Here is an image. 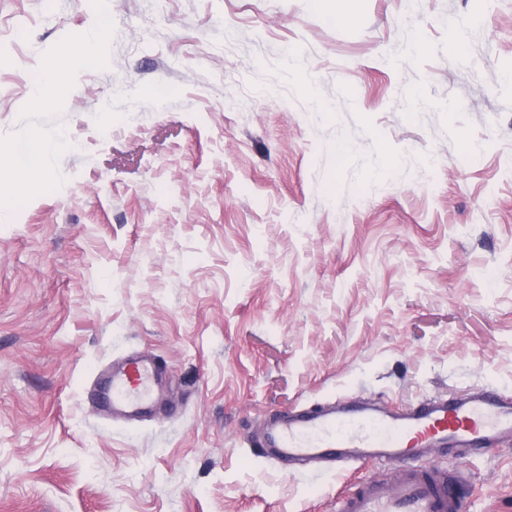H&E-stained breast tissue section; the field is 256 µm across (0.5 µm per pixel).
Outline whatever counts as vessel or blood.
<instances>
[{
  "label": "vessel or blood",
  "instance_id": "b4317fda",
  "mask_svg": "<svg viewBox=\"0 0 512 512\" xmlns=\"http://www.w3.org/2000/svg\"><path fill=\"white\" fill-rule=\"evenodd\" d=\"M157 380L155 366L129 359L106 378L97 396L113 412L149 410ZM512 441V399L485 389L455 398H436L403 409L349 406L339 411H307L277 418L255 441L278 459L329 458L337 464L392 461L403 471L391 487L368 478L343 496L338 512H462L461 477L419 460L430 448L489 450Z\"/></svg>",
  "mask_w": 512,
  "mask_h": 512
}]
</instances>
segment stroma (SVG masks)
Returning a JSON list of instances; mask_svg holds the SVG:
<instances>
[{
  "label": "stroma",
  "instance_id": "35a3bbf8",
  "mask_svg": "<svg viewBox=\"0 0 512 512\" xmlns=\"http://www.w3.org/2000/svg\"><path fill=\"white\" fill-rule=\"evenodd\" d=\"M338 10L0 0V512H337L398 467L269 459L273 414L512 397V0ZM134 354L165 405L115 424ZM433 458L512 512V442ZM68 145L69 141L64 135L48 138L40 130H34L29 147L16 156L15 165L18 168L34 165L50 154L67 149Z\"/></svg>",
  "mask_w": 512,
  "mask_h": 512
}]
</instances>
